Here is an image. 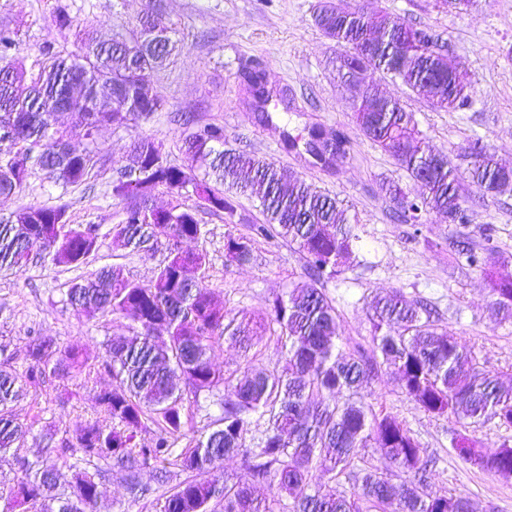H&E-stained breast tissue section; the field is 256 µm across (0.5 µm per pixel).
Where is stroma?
I'll use <instances>...</instances> for the list:
<instances>
[{
    "label": "stroma",
    "mask_w": 512,
    "mask_h": 512,
    "mask_svg": "<svg viewBox=\"0 0 512 512\" xmlns=\"http://www.w3.org/2000/svg\"><path fill=\"white\" fill-rule=\"evenodd\" d=\"M316 0H0V27L17 35L19 53L35 60L39 49L53 44L67 52L76 48L73 36L55 28L52 15L64 7L83 27L104 39L135 26L141 16L163 5L182 49L154 75L165 97L164 112L146 124L107 125L96 135L103 165L98 175L73 186L50 182L40 169H31L22 189L0 195V216L30 204H63L72 224L100 225L98 250L81 268L50 262L29 265L23 274L0 272V364L17 373L27 367L26 344L31 336L51 337L60 347H74L88 357L86 370L69 377H52L27 388L13 406L18 421L29 428L23 447L0 453V512H27L26 506H8L6 496L21 461L44 460L46 448L73 439L81 425L100 412L95 394L112 383L101 365L105 341L131 332L129 318H88L65 302L70 282L115 263L130 276L149 283L156 258L130 252L110 234L122 219L123 205L112 197V169L125 161L134 140L155 135L172 163L186 164L183 132L213 125L223 128L229 146L243 148L274 161L289 175L298 176L349 205L360 240L349 268L325 283L338 312L340 346L348 351L369 347L373 336L371 302L375 296L402 294L423 303L439 324L472 349L481 366L512 387V323L496 324L489 317L490 288L483 275L470 267L463 248H481L483 229H490L499 256L512 270V194L485 197L462 181L461 192L473 212V222L462 227L432 213L426 224L396 220L394 206L381 190L397 182L411 195L420 185L375 147L353 119L352 88L339 78L335 58L341 49L314 24ZM379 9L437 34L455 60L471 90L472 103L464 110H435L429 100L415 95L384 74H376L379 91L400 99L412 112L427 140L447 149L450 157L463 153L474 138L494 148L499 161L512 167V0H480L477 7L457 14L443 0H378ZM260 65L269 86L286 91L287 102L272 100L270 121H259L256 102L244 88L242 66ZM317 126L344 134L346 154L327 166L304 150L288 149L285 135L303 134ZM156 205L192 207L203 226L197 246L210 260L206 285L228 316L260 318L269 300L287 295L305 279V260L296 245L273 238H257L248 262L227 261V234L246 236L263 216L253 199L237 200V216L226 224L219 212L198 208L186 192L163 193ZM213 359L228 376L246 368L287 371L286 355L276 337H255L242 351L224 339L215 340ZM184 393L187 421L182 446L204 436L224 414L223 386L198 393L179 383ZM375 412H389L417 437L429 460L427 488L470 498L473 512H512V479L505 480L464 463L451 440L463 432L455 416H434L419 409L399 390L389 370L379 369L358 390ZM98 472L97 512H161L164 499L187 474L176 465H158L142 471L144 496L128 493L125 473L109 460L88 465Z\"/></svg>",
    "instance_id": "35a3bbf8"
}]
</instances>
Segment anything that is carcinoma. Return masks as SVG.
Wrapping results in <instances>:
<instances>
[{
    "instance_id": "obj_1",
    "label": "carcinoma",
    "mask_w": 512,
    "mask_h": 512,
    "mask_svg": "<svg viewBox=\"0 0 512 512\" xmlns=\"http://www.w3.org/2000/svg\"><path fill=\"white\" fill-rule=\"evenodd\" d=\"M315 25L347 51L337 69L345 83L359 84L353 119L362 134L424 187L410 196L397 185L388 188L397 219L422 224L429 212L446 215L450 224L471 222L460 193L459 166L448 153L423 137L413 113L397 99L381 95L374 75L383 73L432 106L456 112L471 102L469 86L460 78L447 49L427 29L410 26L375 6H351L347 0H318ZM55 27L75 35L77 51L65 53L42 46L34 65L16 61L15 39L0 32V195L20 190L35 166L63 186L92 177L100 162L97 148L77 152L67 131L56 126V111L72 113L84 136L94 140L106 125L151 121L166 101L152 76L179 50L175 30L162 12L140 18L135 29L101 41L65 9L54 15ZM244 79L262 104L270 92L263 70L246 66ZM320 146L316 158L327 162L345 153L341 133L308 130ZM188 165L171 163L164 145L151 134L133 143L127 163L112 177V197L123 203V219L112 225L113 239L149 256L154 244L167 241V255L153 280L129 279L112 265L70 284L66 301L87 316H126L140 330L106 341L102 366L112 373V386L100 390L96 404L106 418L84 426L75 438L51 452L81 462L110 459L128 472L131 494L146 492L141 468L154 463L176 465L190 472L166 497L162 512H208L213 500L224 512H471L462 494L431 492L424 484L429 466L417 438L398 417L378 415L357 399L361 383L385 366L402 394L435 416L454 415L476 428L489 420L512 429V389L479 367L471 350L451 338L422 304L409 305L400 295L372 302L374 334L370 352H347L336 343L337 312L324 282L336 277L354 254L359 239L345 208L336 198L304 179L288 176L271 160L244 150L224 148V130L205 127L184 137ZM470 182L485 194L512 190V168L498 162L480 140L461 156ZM204 169L203 176L196 170ZM187 187L209 195L208 209L231 221L235 195L258 202L264 223L253 224L262 238H282L297 246L306 261V280L275 298L259 322L236 321L213 298L206 280L209 259L187 247L203 234L193 209L158 208L159 192ZM100 225L69 223L66 208L30 205L0 218V270L22 271L30 263L51 260L79 268L99 247ZM482 251L466 250V261L488 280L490 317L512 321V272L496 256L485 235ZM225 256L243 263L252 253L251 239L227 235ZM162 327L167 336L154 330ZM277 335L288 357V373L260 368L235 380L224 377L211 360L213 342L224 337L241 349L253 337ZM25 377L0 368V452L21 447L27 428L16 421L13 404L23 383L37 385L48 376L62 377L85 368L87 358L62 349L52 339L33 337L26 347ZM182 376L194 392L224 385V416L218 426L191 448L176 452L185 436L183 397L173 386ZM344 396L339 401L336 396ZM267 418L253 443L246 440L251 416ZM153 426L154 437L143 443L138 433ZM376 446L407 478L394 483L361 451ZM457 455L503 479L512 478V441L487 447L479 438H453ZM239 455L256 481L269 482L272 499L253 496L245 482H229L214 468L216 460ZM345 474L351 491L324 492L311 486L313 471ZM66 475L56 463L34 467L24 461L10 494L34 512H95L98 473L83 470L69 495L57 493Z\"/></svg>"
}]
</instances>
